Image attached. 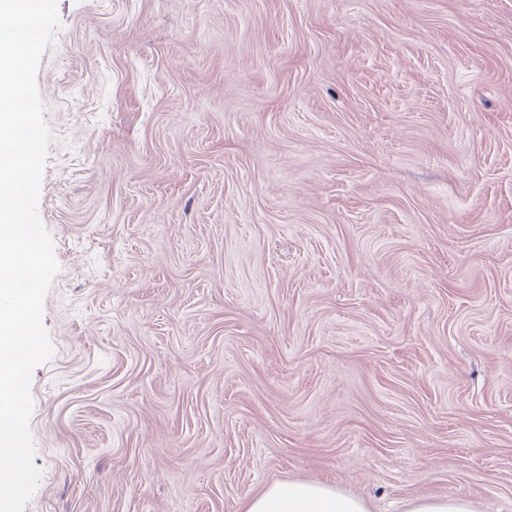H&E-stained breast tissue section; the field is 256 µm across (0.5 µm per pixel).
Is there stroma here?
Wrapping results in <instances>:
<instances>
[{"instance_id": "35a3bbf8", "label": "stroma", "mask_w": 512, "mask_h": 512, "mask_svg": "<svg viewBox=\"0 0 512 512\" xmlns=\"http://www.w3.org/2000/svg\"><path fill=\"white\" fill-rule=\"evenodd\" d=\"M57 8L25 512H512V0ZM239 512H369L361 498L312 481L276 482L246 498ZM408 512H475L472 502L463 496L427 497L411 502Z\"/></svg>"}]
</instances>
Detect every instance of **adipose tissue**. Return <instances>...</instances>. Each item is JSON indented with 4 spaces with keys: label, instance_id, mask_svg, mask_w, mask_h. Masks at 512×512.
<instances>
[{
    "label": "adipose tissue",
    "instance_id": "obj_1",
    "mask_svg": "<svg viewBox=\"0 0 512 512\" xmlns=\"http://www.w3.org/2000/svg\"><path fill=\"white\" fill-rule=\"evenodd\" d=\"M240 512H369L361 498L312 481L276 482L246 498Z\"/></svg>",
    "mask_w": 512,
    "mask_h": 512
}]
</instances>
